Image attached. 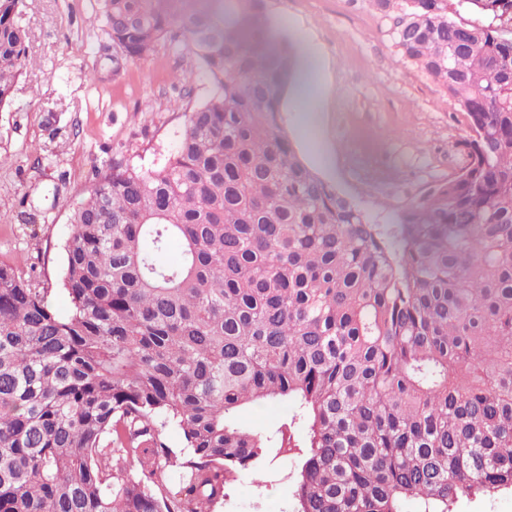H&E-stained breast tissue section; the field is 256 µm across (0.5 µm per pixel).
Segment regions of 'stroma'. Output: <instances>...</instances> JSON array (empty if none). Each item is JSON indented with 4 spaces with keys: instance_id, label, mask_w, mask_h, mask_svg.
<instances>
[{
    "instance_id": "obj_1",
    "label": "stroma",
    "mask_w": 512,
    "mask_h": 512,
    "mask_svg": "<svg viewBox=\"0 0 512 512\" xmlns=\"http://www.w3.org/2000/svg\"><path fill=\"white\" fill-rule=\"evenodd\" d=\"M276 37L315 50L314 90L283 104L304 161L385 236L427 184L455 173L467 121L440 85L404 59L372 0H265ZM33 66L0 112V265L67 312L64 243L74 207L113 156L153 167L173 151L186 112L211 84L167 42L112 73L100 55V0H25ZM295 462L278 458L230 483L219 512H288Z\"/></svg>"
}]
</instances>
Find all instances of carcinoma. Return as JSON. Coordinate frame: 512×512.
<instances>
[{
    "label": "carcinoma",
    "instance_id": "cac0c4a2",
    "mask_svg": "<svg viewBox=\"0 0 512 512\" xmlns=\"http://www.w3.org/2000/svg\"><path fill=\"white\" fill-rule=\"evenodd\" d=\"M373 3L468 117L463 166L395 241L283 130L296 52L272 46L265 0H102L122 61L181 44L213 91L164 163L116 155L74 208L69 315L0 266V512H217L280 454L292 512L512 493V0ZM21 4L0 0V111ZM266 403L287 422L236 421Z\"/></svg>",
    "mask_w": 512,
    "mask_h": 512
}]
</instances>
